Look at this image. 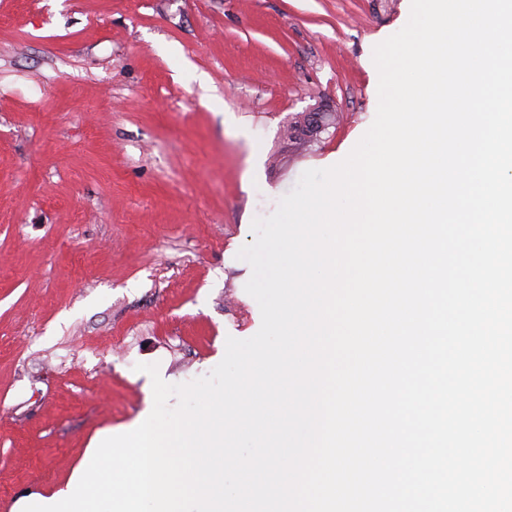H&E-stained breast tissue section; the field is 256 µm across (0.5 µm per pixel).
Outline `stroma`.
Here are the masks:
<instances>
[{"mask_svg":"<svg viewBox=\"0 0 512 512\" xmlns=\"http://www.w3.org/2000/svg\"><path fill=\"white\" fill-rule=\"evenodd\" d=\"M411 0H0V512L261 326L238 259L378 106ZM340 115L282 165L291 117Z\"/></svg>","mask_w":512,"mask_h":512,"instance_id":"obj_1","label":"stroma"}]
</instances>
